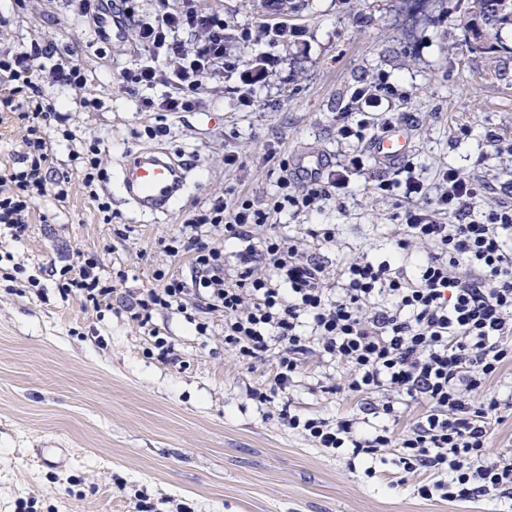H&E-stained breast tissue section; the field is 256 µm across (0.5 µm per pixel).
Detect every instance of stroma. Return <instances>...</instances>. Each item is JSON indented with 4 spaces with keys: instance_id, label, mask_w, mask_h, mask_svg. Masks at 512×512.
Listing matches in <instances>:
<instances>
[{
    "instance_id": "1",
    "label": "stroma",
    "mask_w": 512,
    "mask_h": 512,
    "mask_svg": "<svg viewBox=\"0 0 512 512\" xmlns=\"http://www.w3.org/2000/svg\"><path fill=\"white\" fill-rule=\"evenodd\" d=\"M284 15L261 0H193L224 19L234 72L205 80L200 106L168 115L162 142L187 160L189 187L169 214L144 217L123 205L116 179L127 152L147 145L151 113L144 97L163 86L125 89L121 73L143 52L132 21L111 43L95 37L89 18L70 0H0V49L55 39L85 67L98 108L59 85L45 93L60 112L45 132L51 177H69V195L46 193L33 205L20 238L0 235V512H491L483 498L425 500L400 483L393 462L349 464L288 430L282 406L307 416H355L369 403L328 387L316 358H307L293 386L265 404L248 388L266 387L276 352L246 365L224 348V318L207 309L195 320L176 312L153 325L173 347L158 359L131 318L139 293L156 287V270L190 278L187 259L161 241L178 234L189 210L228 190L256 202L276 194L303 150L339 160L361 146L341 126L387 118L409 121L414 174L430 194L440 170L483 183L475 211L512 206V33L507 50L470 52L464 42L467 0H294ZM288 26L269 42L265 27ZM250 40H242V31ZM386 78L380 106L355 91ZM251 105H243V96ZM76 138L63 139V130ZM99 140L103 192L114 212L104 223L82 186L85 142ZM238 164H224L228 152ZM373 158L348 174L344 195L314 211L284 209L278 234L293 238L336 280L342 263L399 253V195L375 192L384 177ZM336 227L330 242L309 232ZM98 257L107 306L93 311L60 286L78 257ZM212 333L198 335L196 322ZM49 449L41 458V449Z\"/></svg>"
}]
</instances>
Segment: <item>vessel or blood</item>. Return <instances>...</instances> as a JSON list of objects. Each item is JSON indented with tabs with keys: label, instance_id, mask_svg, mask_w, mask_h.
<instances>
[{
	"label": "vessel or blood",
	"instance_id": "obj_1",
	"mask_svg": "<svg viewBox=\"0 0 512 512\" xmlns=\"http://www.w3.org/2000/svg\"><path fill=\"white\" fill-rule=\"evenodd\" d=\"M412 149L411 129L405 123L391 126L369 143L370 152L383 168L403 163ZM324 167L323 154L307 151L298 154L295 173L304 180L318 175ZM188 172L187 161L160 144L128 153L118 170L122 200L145 215L169 213L186 193Z\"/></svg>",
	"mask_w": 512,
	"mask_h": 512
}]
</instances>
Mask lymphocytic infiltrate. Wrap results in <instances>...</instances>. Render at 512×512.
Instances as JSON below:
<instances>
[{
    "label": "lymphocytic infiltrate",
    "instance_id": "lymphocytic-infiltrate-1",
    "mask_svg": "<svg viewBox=\"0 0 512 512\" xmlns=\"http://www.w3.org/2000/svg\"><path fill=\"white\" fill-rule=\"evenodd\" d=\"M192 0L163 7L137 22V39L150 55L124 72V87L164 84L165 93L141 102L145 112H187L197 104L205 79L232 71L224 48V20L198 12ZM198 33L193 45L180 31ZM166 55L168 69L157 66ZM51 60L43 69L42 60ZM83 92L88 79L70 55H61L48 39L0 52V112L16 116L24 129L18 167L0 174V225L12 236L27 228L36 198L47 192L51 142L44 124L56 107L42 90L44 82ZM441 192L430 195L418 178L392 174L377 191L402 190L412 205L399 227V250L411 243L427 246L414 271L390 261L359 256L341 267L330 286L321 263L299 256L294 244L268 233L274 214L291 206L317 208L344 189L345 178L327 174L302 184L297 193H280L258 205L248 198L227 203L219 197L208 208L190 212L183 236L165 244L173 258L189 257L190 280L157 271V287L132 304L134 318L155 339L162 358L171 345L152 326L155 312L174 310L193 318L194 302L224 316V348L241 362L261 358L278 346L270 394L286 391L308 356L330 357L346 368L343 391L352 395L387 393L369 403L365 417H303L283 411L289 430L315 447L350 450L352 457L374 462L394 453L405 474L419 475L414 488L424 499L462 501L487 496L512 497V455L491 453V424L511 406L491 391V382L512 363V206L491 207L473 215L471 204L484 186L443 170ZM222 229L225 239L242 242L240 268L228 274L224 252L207 234ZM466 266L468 277L457 274ZM97 259L79 261L70 281L93 309L111 290L101 286ZM424 405L411 430L396 434V400ZM382 426L368 428L369 417Z\"/></svg>",
    "mask_w": 512,
    "mask_h": 512
}]
</instances>
